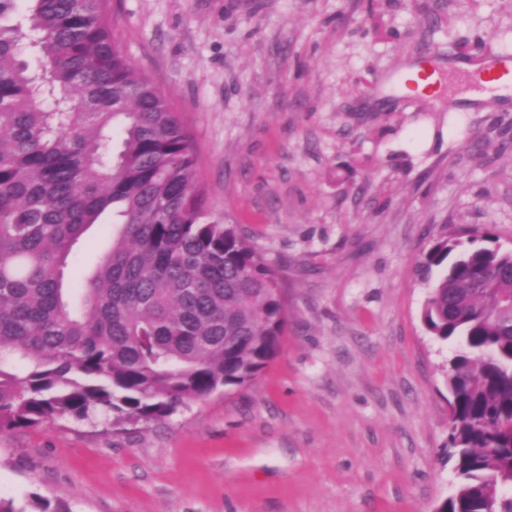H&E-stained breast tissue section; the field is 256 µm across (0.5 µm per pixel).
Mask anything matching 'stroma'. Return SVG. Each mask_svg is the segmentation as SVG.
Here are the masks:
<instances>
[{"mask_svg":"<svg viewBox=\"0 0 512 512\" xmlns=\"http://www.w3.org/2000/svg\"><path fill=\"white\" fill-rule=\"evenodd\" d=\"M129 59L188 125L215 215L288 308L256 383L151 423L0 432V497L70 512H434L454 344L415 267L441 233L512 247V101L398 73L512 54V0H111Z\"/></svg>","mask_w":512,"mask_h":512,"instance_id":"obj_1","label":"stroma"}]
</instances>
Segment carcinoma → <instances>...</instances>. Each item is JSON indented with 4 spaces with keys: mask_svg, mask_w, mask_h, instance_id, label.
<instances>
[{
    "mask_svg": "<svg viewBox=\"0 0 512 512\" xmlns=\"http://www.w3.org/2000/svg\"><path fill=\"white\" fill-rule=\"evenodd\" d=\"M0 25V431L61 416L151 421L252 385L282 290L212 216L191 133L128 60L110 0H29ZM108 250L65 269L104 215ZM489 229L434 239L422 321L448 360L455 485L436 512H512V255ZM34 512H69L36 497Z\"/></svg>",
    "mask_w": 512,
    "mask_h": 512,
    "instance_id": "1",
    "label": "carcinoma"
}]
</instances>
